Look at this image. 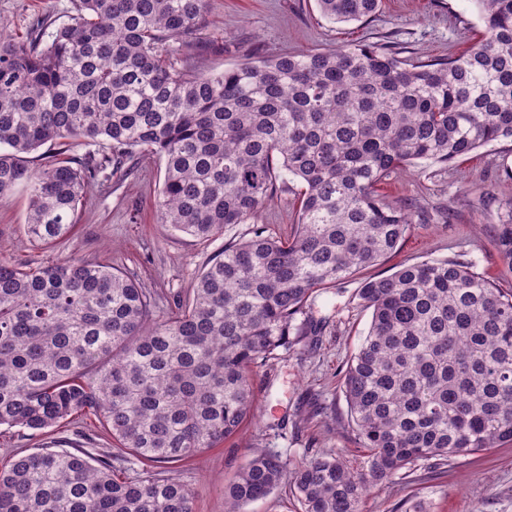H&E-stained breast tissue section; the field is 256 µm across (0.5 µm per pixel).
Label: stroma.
I'll return each instance as SVG.
<instances>
[{
  "label": "stroma",
  "mask_w": 512,
  "mask_h": 512,
  "mask_svg": "<svg viewBox=\"0 0 512 512\" xmlns=\"http://www.w3.org/2000/svg\"><path fill=\"white\" fill-rule=\"evenodd\" d=\"M69 9L70 0H0V24L23 41L36 20L57 26ZM481 29L473 0H383L374 16L348 24L324 18L316 0H210L207 23L191 39L187 54L192 69L204 73L258 56L332 52L357 42L403 47L408 58L429 61L460 52ZM162 180L156 155L128 159L121 170L89 187L73 234L57 246L26 236L30 191L18 186L0 195V257L33 268L71 257L112 264L153 291L164 314L174 299L191 294L198 275L226 242L250 237L258 227L274 235L293 229L295 183L278 190L252 222L226 225L223 235L205 241L159 223ZM382 193L388 201L428 211L429 220L411 225L381 264L316 297L291 350L255 380L257 418L241 435L175 469L160 465V472L174 471L192 489L195 512H224V486L253 452L277 454L294 465L343 448L355 468H366L342 392L343 372L371 318L358 297L363 279L451 258L501 288H512V272L492 244L494 224L512 209L511 140L448 166L400 171ZM419 506L425 512H512V444L460 455L440 467L419 463L366 496L362 512H415Z\"/></svg>",
  "instance_id": "1"
}]
</instances>
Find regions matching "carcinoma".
<instances>
[{"instance_id":"carcinoma-1","label":"carcinoma","mask_w":512,"mask_h":512,"mask_svg":"<svg viewBox=\"0 0 512 512\" xmlns=\"http://www.w3.org/2000/svg\"><path fill=\"white\" fill-rule=\"evenodd\" d=\"M316 3L350 23L381 0ZM475 4L483 32L447 59L351 44L219 74L185 61L209 0H71L67 22L39 21L24 42L0 24V195L30 188L33 241L68 237L91 181L141 151L164 163L160 222L202 240L254 218L278 181L300 183L290 235L225 245L162 319L109 264L0 258V428L91 418L117 460L146 466L132 476L91 448H39L0 469V512H194L189 486L153 467L238 434L254 378L288 354L314 294L396 249L414 213L379 185L512 139V0ZM48 143L61 150L31 167ZM73 146L85 154L67 155ZM493 246L512 272L511 209ZM358 297L371 322L343 391L368 467L343 453L290 467L261 452L224 486V512L283 484L304 512H361L403 470L512 443V290L445 258L368 279Z\"/></svg>"}]
</instances>
